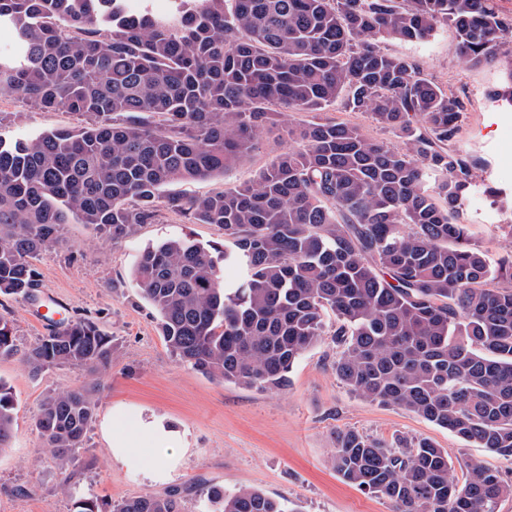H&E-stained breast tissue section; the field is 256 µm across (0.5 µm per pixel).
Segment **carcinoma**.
Returning a JSON list of instances; mask_svg holds the SVG:
<instances>
[{
    "label": "carcinoma",
    "instance_id": "cac0c4a2",
    "mask_svg": "<svg viewBox=\"0 0 512 512\" xmlns=\"http://www.w3.org/2000/svg\"><path fill=\"white\" fill-rule=\"evenodd\" d=\"M15 50L0 53V97L85 117L32 141L0 140V294L34 298L31 259L62 245L75 217L117 243L161 209L216 224L226 246L185 235L147 247L132 269L174 359L219 383L278 391L336 316V378L459 440L512 458V253L491 263L463 210L479 164L457 145L465 106L390 55V38L450 23L460 62L512 43L498 0H172L130 14L125 0H0ZM341 104L404 139L392 148L347 123L288 125L290 146L256 179L202 196L174 182L222 176L285 117ZM241 279L224 286L223 269ZM114 344L78 315L22 351L0 314V359L34 374H96ZM95 385L52 389L36 415L42 451L66 470L95 420ZM14 425L0 383V452ZM331 464L396 512H499L512 479L480 461L457 476L427 438L337 432ZM213 512H287L253 488L201 486ZM113 512H183L179 493Z\"/></svg>",
    "mask_w": 512,
    "mask_h": 512
}]
</instances>
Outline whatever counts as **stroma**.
<instances>
[{
  "label": "stroma",
  "mask_w": 512,
  "mask_h": 512,
  "mask_svg": "<svg viewBox=\"0 0 512 512\" xmlns=\"http://www.w3.org/2000/svg\"><path fill=\"white\" fill-rule=\"evenodd\" d=\"M452 25L439 27L423 41L390 40L386 52L413 59L424 75L450 89L466 112L458 141L483 163V188L466 208L474 239L491 260L512 246L502 230L512 224V105L489 98L502 88L512 62L501 57L478 67H464ZM69 112H39L20 99H0V139L32 140L57 128L82 125ZM288 145L284 130L267 134L258 150L231 172L207 180L168 185L171 193L205 195L252 181ZM189 235L204 244L224 243L212 224H189L162 211L156 224L137 226L112 244L77 219L62 227L63 244L37 254L38 292L52 301L48 313L24 299L0 296V312L9 314L20 349L46 335L50 321L78 313L97 321L112 336L111 365L97 374L65 365L42 377L32 376L19 358L0 360V382L15 402L12 442L0 453V512H74V500L62 486L69 474L40 449L35 426L38 406L52 388H97L96 420L77 452L80 493L111 507L133 496L159 495L176 486L204 483L228 491L255 488L296 512H395L383 497L346 484L329 458L339 430L353 428L371 437L397 434L424 437L448 452L455 469L480 461L503 474L512 460L466 444L447 429L404 409L381 406L351 394L336 378V346L323 340L294 364L286 388L262 391L219 384L178 363L159 334L155 313L139 296L131 272L148 246ZM121 412L128 428L159 418L175 434L176 449L158 456L151 440L140 455L119 464L112 460L102 423Z\"/></svg>",
  "instance_id": "obj_1"
}]
</instances>
